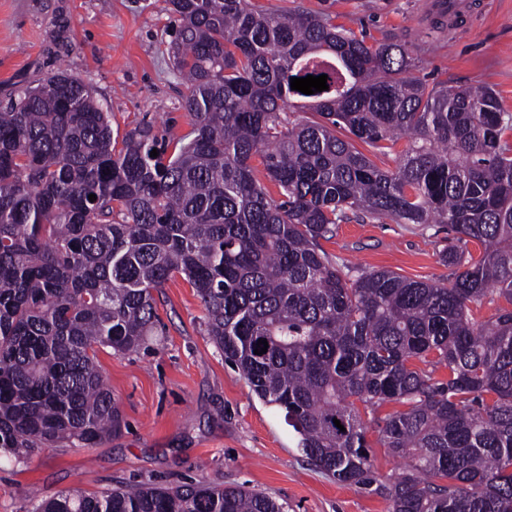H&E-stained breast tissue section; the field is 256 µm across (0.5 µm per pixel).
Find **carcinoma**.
Segmentation results:
<instances>
[{"label":"carcinoma","instance_id":"obj_1","mask_svg":"<svg viewBox=\"0 0 512 512\" xmlns=\"http://www.w3.org/2000/svg\"><path fill=\"white\" fill-rule=\"evenodd\" d=\"M167 2L193 122L173 153L150 127L116 148L95 90L65 71L0 102V458L112 436L96 347L139 351L155 335L153 292L179 274L207 336L285 411L315 468L391 512H512V308L469 314L492 293L512 303V112L490 86L429 82L413 45H370L328 12ZM322 74L327 91L291 89ZM302 105L320 120L295 116ZM401 139L396 166H378ZM388 220L446 227V281L358 269L321 247L339 224ZM357 401L403 406L378 424L407 459L383 481ZM30 512L283 506L242 486L146 483L34 498Z\"/></svg>","mask_w":512,"mask_h":512}]
</instances>
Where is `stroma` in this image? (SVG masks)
<instances>
[{
    "instance_id": "35a3bbf8",
    "label": "stroma",
    "mask_w": 512,
    "mask_h": 512,
    "mask_svg": "<svg viewBox=\"0 0 512 512\" xmlns=\"http://www.w3.org/2000/svg\"><path fill=\"white\" fill-rule=\"evenodd\" d=\"M280 12L327 10L371 42L416 43L425 73L451 86L489 84L512 112V0H468L471 14L442 33L429 28L435 0H256ZM166 0H0V96L64 70L90 84L111 114L112 137L152 126L187 135L186 89L170 56ZM439 225H339L325 242L334 259L389 269L420 281L446 279ZM160 324L148 348L118 354L101 347L98 367L121 426L93 448H44L0 463V512H29L36 497L113 485H242L287 512H389L374 492L341 484L310 465L284 411L259 401L204 331L194 288L175 276L155 295ZM395 403L362 410L378 478L397 469L377 424Z\"/></svg>"
}]
</instances>
